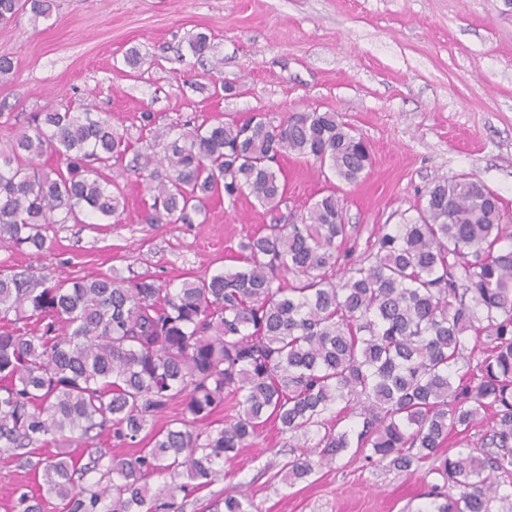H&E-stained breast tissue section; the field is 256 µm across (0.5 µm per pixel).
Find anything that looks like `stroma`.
I'll return each instance as SVG.
<instances>
[{
  "label": "stroma",
  "mask_w": 512,
  "mask_h": 512,
  "mask_svg": "<svg viewBox=\"0 0 512 512\" xmlns=\"http://www.w3.org/2000/svg\"><path fill=\"white\" fill-rule=\"evenodd\" d=\"M50 19L29 12L0 24V142L32 112H77L94 103L135 153L159 158L142 113L179 135L185 120L275 119L337 113L368 145L358 183L330 177L314 159L281 162L293 215L328 190L345 212L351 260L369 252L379 225L416 216L436 178L468 177L512 212V0H52ZM210 47L197 58L190 36ZM137 50L139 64L125 57ZM102 174L126 197L120 224H56L48 250L4 253L19 270L55 276L127 270L177 286L233 267L240 242L262 231L254 198H215L202 224H144L150 197L127 162ZM294 449L276 428L231 462L185 512H224L240 488L256 512H418L425 469L373 467L347 449L333 467L287 482Z\"/></svg>",
  "instance_id": "obj_1"
}]
</instances>
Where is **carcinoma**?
<instances>
[{
    "label": "carcinoma",
    "instance_id": "obj_1",
    "mask_svg": "<svg viewBox=\"0 0 512 512\" xmlns=\"http://www.w3.org/2000/svg\"><path fill=\"white\" fill-rule=\"evenodd\" d=\"M23 7L0 0V23ZM142 122L164 146L163 170L136 165L152 198L143 223L192 224L212 197L247 193L269 225L240 243L238 266L176 288L133 272L36 275L0 260V454L46 486L20 492L15 512H47V495L62 512H183L178 497L215 483L218 461L269 422L303 449L284 464L290 480L354 444L399 472L433 462L431 503L419 512H512V220L500 198L473 179H438L417 218L380 225L369 254L349 263L336 193L290 220L280 179L287 154L348 184L364 177L367 146L336 113L188 120L171 141L152 113ZM130 150L89 106L31 113L0 144V250L41 252L49 225L81 215L120 223L125 200L87 160L109 167ZM48 154L65 168L38 166ZM226 400L235 417L208 423ZM174 401L182 418L157 427ZM343 413L359 428L338 429ZM488 414L477 446L441 457L451 433ZM107 440L135 452L118 458ZM70 441L89 449L87 462L39 453ZM153 477L166 478L154 492ZM253 508L241 491L224 495V512Z\"/></svg>",
    "mask_w": 512,
    "mask_h": 512
}]
</instances>
